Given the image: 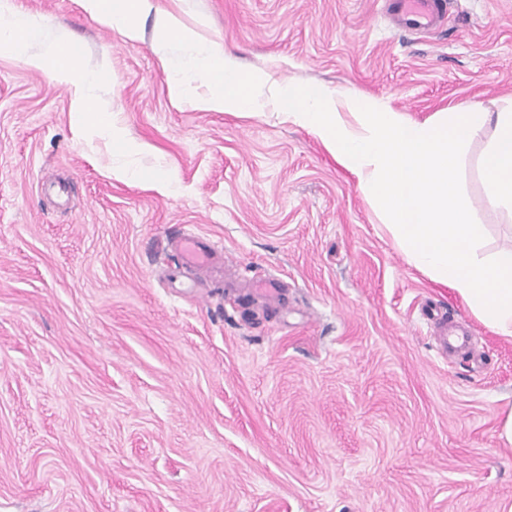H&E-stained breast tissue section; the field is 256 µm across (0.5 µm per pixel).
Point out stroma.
Returning a JSON list of instances; mask_svg holds the SVG:
<instances>
[{"label": "stroma", "mask_w": 512, "mask_h": 512, "mask_svg": "<svg viewBox=\"0 0 512 512\" xmlns=\"http://www.w3.org/2000/svg\"><path fill=\"white\" fill-rule=\"evenodd\" d=\"M102 74L68 87L0 50V512H512V338L411 265L306 129L175 101L156 16L125 41L80 0H13ZM247 72L424 121L512 97V0L402 31L383 0H154ZM145 143L112 173L80 123ZM462 188L489 259L512 216ZM222 245L213 269L179 237ZM456 324L470 347L437 341Z\"/></svg>", "instance_id": "obj_1"}]
</instances>
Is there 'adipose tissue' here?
<instances>
[{
  "label": "adipose tissue",
  "mask_w": 512,
  "mask_h": 512,
  "mask_svg": "<svg viewBox=\"0 0 512 512\" xmlns=\"http://www.w3.org/2000/svg\"><path fill=\"white\" fill-rule=\"evenodd\" d=\"M82 6L102 24L134 42L140 38L138 17L150 12L154 4L152 0H82ZM48 27L47 20L16 11L11 0H0V48L16 53L28 66L72 86L76 110H86L94 102L100 76L82 69L79 50L71 45L53 44L40 54L29 51L32 44L43 40Z\"/></svg>",
  "instance_id": "1"
}]
</instances>
